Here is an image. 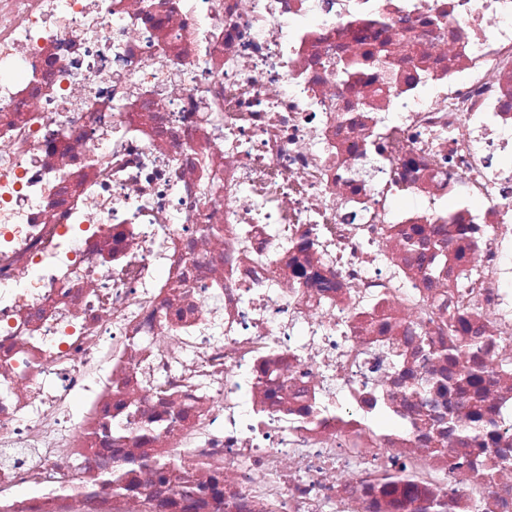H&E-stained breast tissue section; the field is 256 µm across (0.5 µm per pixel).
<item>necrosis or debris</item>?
Masks as SVG:
<instances>
[{"label":"necrosis or debris","mask_w":512,"mask_h":512,"mask_svg":"<svg viewBox=\"0 0 512 512\" xmlns=\"http://www.w3.org/2000/svg\"><path fill=\"white\" fill-rule=\"evenodd\" d=\"M0 512H512V0H0Z\"/></svg>","instance_id":"4bbe7bcc"}]
</instances>
